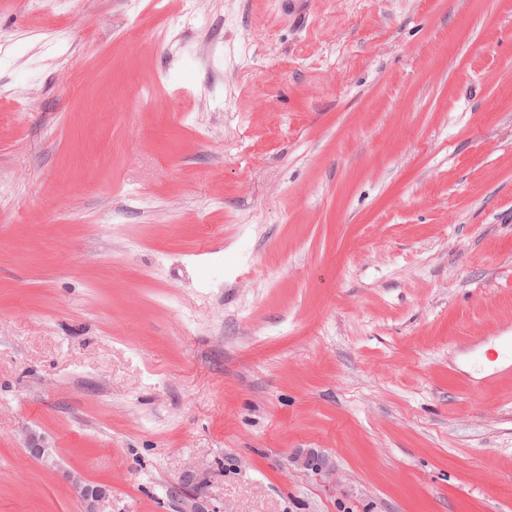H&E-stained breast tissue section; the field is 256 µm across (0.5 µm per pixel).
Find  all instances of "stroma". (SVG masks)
<instances>
[{"label":"stroma","instance_id":"stroma-1","mask_svg":"<svg viewBox=\"0 0 512 512\" xmlns=\"http://www.w3.org/2000/svg\"><path fill=\"white\" fill-rule=\"evenodd\" d=\"M503 336L512 0H0V512H512ZM294 462H296L302 468L314 471L316 473L330 475L332 471L329 459L314 450H307L306 452H302L294 458Z\"/></svg>","mask_w":512,"mask_h":512}]
</instances>
